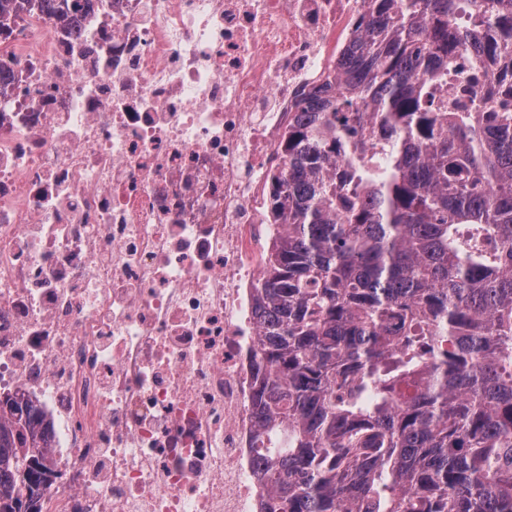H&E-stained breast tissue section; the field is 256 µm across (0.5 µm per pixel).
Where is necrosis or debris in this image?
<instances>
[{"label": "necrosis or debris", "instance_id": "4bbe7bcc", "mask_svg": "<svg viewBox=\"0 0 512 512\" xmlns=\"http://www.w3.org/2000/svg\"><path fill=\"white\" fill-rule=\"evenodd\" d=\"M0 27V393L41 512H259L254 288L273 174L366 0H79Z\"/></svg>", "mask_w": 512, "mask_h": 512}]
</instances>
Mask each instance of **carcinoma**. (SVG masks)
Masks as SVG:
<instances>
[{
  "mask_svg": "<svg viewBox=\"0 0 512 512\" xmlns=\"http://www.w3.org/2000/svg\"><path fill=\"white\" fill-rule=\"evenodd\" d=\"M368 0L336 88L288 126L255 291L262 512H512V0ZM65 13L67 0H0ZM469 60V70L457 58ZM472 112L439 100L448 77ZM0 512L49 483L1 395Z\"/></svg>",
  "mask_w": 512,
  "mask_h": 512,
  "instance_id": "cac0c4a2",
  "label": "carcinoma"
}]
</instances>
